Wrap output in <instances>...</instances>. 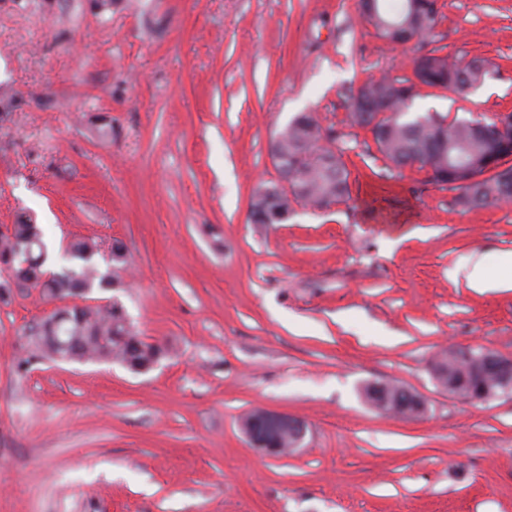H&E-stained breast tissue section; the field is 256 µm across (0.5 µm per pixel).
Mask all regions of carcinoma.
<instances>
[{"label":"carcinoma","mask_w":512,"mask_h":512,"mask_svg":"<svg viewBox=\"0 0 512 512\" xmlns=\"http://www.w3.org/2000/svg\"><path fill=\"white\" fill-rule=\"evenodd\" d=\"M363 15L378 37L409 43L414 36L421 46L442 18L438 0H399L394 11L387 7L386 0H373ZM486 74L484 60L464 62L446 53L445 47L434 46L417 58L413 77L383 76L364 83L351 97V118L369 128L377 151L392 168L431 166L433 173L428 181L459 192L461 204L485 207L511 201L512 167L498 170L509 155L497 150L496 118H456L449 123L447 117L436 113L407 117L418 85L458 93L480 85ZM330 138L331 130L323 128L312 113L303 112L272 142L271 154L283 157L277 163L279 175H288L295 200L323 208L348 195L350 172L342 151L323 145ZM492 157L497 167L481 168ZM290 211L287 198L276 192L263 206L252 203V223L279 224L287 220ZM98 254L97 242L79 240L66 252L68 263L48 268L42 229L32 222L15 224L12 235L0 239V301L10 299L13 283L40 288L50 299L110 290L115 280L112 263L127 262L125 248L114 242L105 267L95 261ZM32 336L36 347L53 359H113L133 373L151 370L165 356L161 346L141 340L115 300L103 306L57 310L35 324ZM432 368L447 375L453 385L452 394L465 399L481 396L483 387L462 354L444 353ZM363 395L383 412L410 416L415 411V394L405 396L400 386L373 382L364 387Z\"/></svg>","instance_id":"carcinoma-1"}]
</instances>
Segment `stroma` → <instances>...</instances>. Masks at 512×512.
Instances as JSON below:
<instances>
[{
  "label": "stroma",
  "mask_w": 512,
  "mask_h": 512,
  "mask_svg": "<svg viewBox=\"0 0 512 512\" xmlns=\"http://www.w3.org/2000/svg\"><path fill=\"white\" fill-rule=\"evenodd\" d=\"M433 38L489 61L477 88L418 86L414 115L512 111V0H439ZM358 0H0V225L32 217L53 254L124 244L110 296L169 353L136 374L53 362L33 288L0 303V512H512V394L439 387L445 347L512 358V289L470 288L512 252V205L469 208L388 169L350 117L366 81L411 74ZM316 113L350 196L255 224L274 136ZM388 381L426 411L394 418ZM305 422L272 458L241 419ZM387 382H373L364 387L363 395L375 408L396 415L412 416L415 411L413 397L417 394L410 392V397L405 396L403 387L391 385Z\"/></svg>",
  "instance_id": "obj_1"
}]
</instances>
